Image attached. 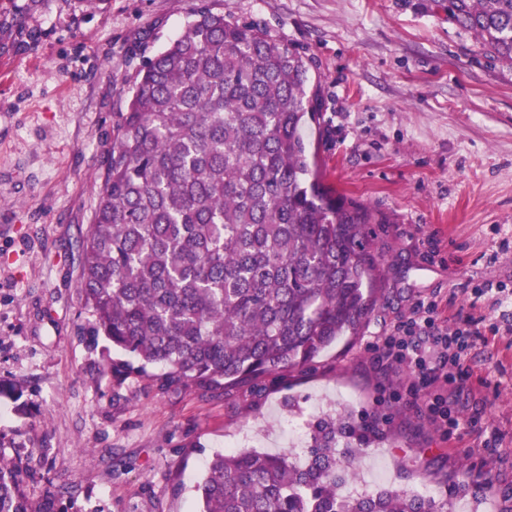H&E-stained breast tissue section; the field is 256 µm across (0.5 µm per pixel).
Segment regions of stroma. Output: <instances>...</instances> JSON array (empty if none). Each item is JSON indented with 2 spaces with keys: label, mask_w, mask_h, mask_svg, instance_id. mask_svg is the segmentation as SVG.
Masks as SVG:
<instances>
[{
  "label": "stroma",
  "mask_w": 512,
  "mask_h": 512,
  "mask_svg": "<svg viewBox=\"0 0 512 512\" xmlns=\"http://www.w3.org/2000/svg\"><path fill=\"white\" fill-rule=\"evenodd\" d=\"M202 3L308 59L319 166L387 218L375 227L382 299L363 334L213 398L147 377L116 383L78 293L131 81ZM482 284L512 290V68L429 0H0V461L33 512H198L212 455H287L289 423L338 413L381 430L348 480L358 493L379 491L369 474L383 465L388 490L428 485L453 512H512V335L492 333ZM423 297L447 317L473 312L489 338L455 394L479 418L458 438L372 348ZM466 470L481 481L459 496Z\"/></svg>",
  "instance_id": "obj_1"
}]
</instances>
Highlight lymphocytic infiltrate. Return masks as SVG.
Segmentation results:
<instances>
[{
    "mask_svg": "<svg viewBox=\"0 0 512 512\" xmlns=\"http://www.w3.org/2000/svg\"><path fill=\"white\" fill-rule=\"evenodd\" d=\"M485 341L473 317L445 321L435 301L423 298L411 317L379 336L375 347L391 366L408 371V392L422 398L426 416L450 437L471 426L451 396L469 376L472 350Z\"/></svg>",
    "mask_w": 512,
    "mask_h": 512,
    "instance_id": "f902f5d3",
    "label": "lymphocytic infiltrate"
}]
</instances>
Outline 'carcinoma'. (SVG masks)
<instances>
[{
  "instance_id": "cac0c4a2",
  "label": "carcinoma",
  "mask_w": 512,
  "mask_h": 512,
  "mask_svg": "<svg viewBox=\"0 0 512 512\" xmlns=\"http://www.w3.org/2000/svg\"><path fill=\"white\" fill-rule=\"evenodd\" d=\"M486 56L512 65V0H431ZM136 74L112 127L81 246L79 290L122 380L203 397L314 362L362 334L384 281L371 225L386 218L328 187L306 135L308 65L286 41L204 3ZM343 423L317 422L303 464L217 453L200 512H452L404 491L336 492ZM0 512H32L0 463Z\"/></svg>"
}]
</instances>
